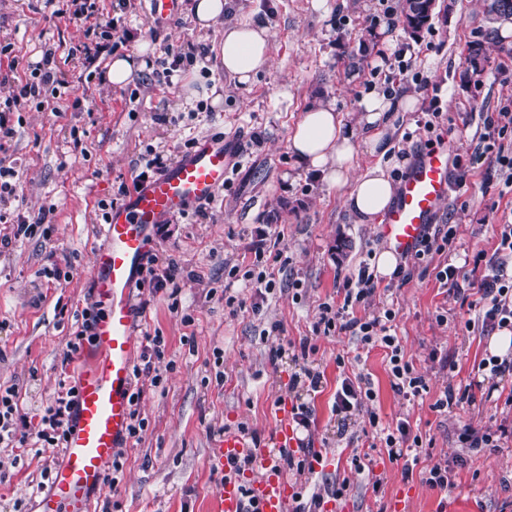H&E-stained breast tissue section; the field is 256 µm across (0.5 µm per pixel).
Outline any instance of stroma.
<instances>
[{"instance_id":"stroma-1","label":"stroma","mask_w":512,"mask_h":512,"mask_svg":"<svg viewBox=\"0 0 512 512\" xmlns=\"http://www.w3.org/2000/svg\"><path fill=\"white\" fill-rule=\"evenodd\" d=\"M443 10L420 36L400 21L383 18L379 0H233L226 18L261 20L274 34L271 66L249 85L225 76L217 50L222 24L199 30L188 8L155 27L148 0H131L113 12L97 0L100 22L117 20L130 39L118 55L148 44L142 66L122 86L102 81L112 57L83 63L75 47L85 27L62 15L61 0H0V41L12 57L0 58V75L23 77L45 51L55 53L66 84L47 94V107L29 102L14 110L16 135L6 146L19 169V198L0 210L34 223L33 233L14 238L0 223V393L12 389L21 415L39 421L53 405L59 381H73L79 365L65 362L76 319L90 305L87 274L94 227L102 205L122 202L134 178L154 154L175 161L200 137L224 132L240 156L206 216L196 212L158 225L152 251L160 265L178 267L179 290L136 293L146 302L141 333L163 336L171 367L159 385L143 384L139 402L148 423L140 440L121 449L123 472L104 498L112 512H211L221 476L209 459L227 430L245 433L277 450L280 407L311 410L305 436L325 462L323 469L291 473L302 502L324 494L349 476L353 456H367L369 470L324 512H512V371L483 381L477 366L490 357L492 338L469 332L467 306L446 293L436 273L463 265L477 251L493 253L494 225L512 217V186L494 159L478 158L465 187L451 191L436 221L451 224V251L418 260L406 257L405 279L382 278L355 316L390 308L406 360L427 383L426 392L404 396L392 387L386 351L366 348L348 332L324 333L320 306L342 305L347 278L368 252L387 244L379 225L348 216L324 173L298 163L289 136L304 112L334 107L357 129L359 103L381 89L415 95L410 112L390 118L386 171L397 178L417 151L439 142L450 161L477 157L487 117L512 109V32L486 44L479 80L461 83L465 50L482 40L484 0H438ZM408 46L412 70L381 65V54ZM206 54L181 69L172 84L158 81L151 64L166 48ZM83 84L76 98L72 87ZM222 91L214 102L212 88ZM440 95L442 114L432 129L419 127L421 105ZM51 212L49 227L35 220ZM274 271L280 287L259 294L246 271ZM235 296L227 305V296ZM279 333H272V325ZM309 342L303 359L270 357L272 348ZM344 365H337V358ZM319 373L310 388L306 371ZM369 378L376 393L348 417L332 411L342 379ZM469 388L472 402L436 410L446 389ZM408 424L423 448L412 474L389 459L369 424ZM494 433L495 450L461 447L464 425ZM56 449L0 447V512H31L42 491L45 467ZM447 463L452 487L425 482L429 468Z\"/></svg>"}]
</instances>
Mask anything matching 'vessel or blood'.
<instances>
[{"label": "vessel or blood", "instance_id": "1", "mask_svg": "<svg viewBox=\"0 0 512 512\" xmlns=\"http://www.w3.org/2000/svg\"><path fill=\"white\" fill-rule=\"evenodd\" d=\"M149 5L152 20L160 26L179 12V0H149ZM235 160L223 133L205 136L166 170L142 181L97 225L98 243L91 251L88 277L96 310L90 342L76 381L61 458L32 512H98L106 471L117 450L130 440L133 360L140 347L143 318L134 289L154 228L212 203ZM450 188L447 147L441 144L421 152L400 181L394 206L382 219L381 232L397 252H414ZM246 456L259 464L261 478L220 481L215 512H244L248 500L256 512H288L292 490L279 459L256 447L245 434L225 432L211 468L223 471L229 459Z\"/></svg>", "mask_w": 512, "mask_h": 512}]
</instances>
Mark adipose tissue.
I'll use <instances>...</instances> for the list:
<instances>
[{
	"mask_svg": "<svg viewBox=\"0 0 512 512\" xmlns=\"http://www.w3.org/2000/svg\"><path fill=\"white\" fill-rule=\"evenodd\" d=\"M221 63L225 75L240 84L249 83L272 59V34L262 22L224 23ZM413 97L375 92L361 103L363 143L370 154H386V115L413 110ZM298 162L325 172L333 186L343 190V204L359 223L374 224L391 205L396 187L382 165L354 171L356 146L352 133L332 107L317 106L305 112L289 137Z\"/></svg>",
	"mask_w": 512,
	"mask_h": 512,
	"instance_id": "adipose-tissue-1",
	"label": "adipose tissue"
}]
</instances>
